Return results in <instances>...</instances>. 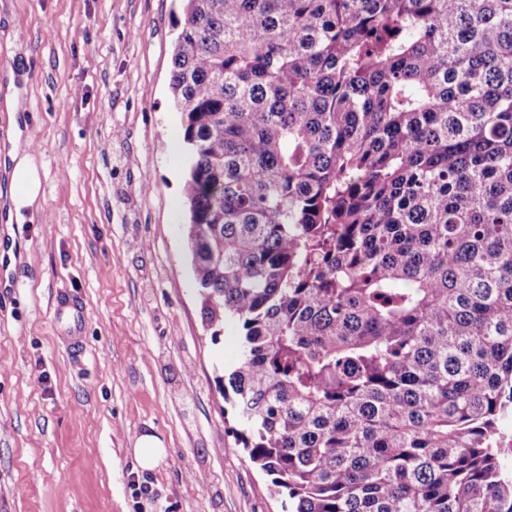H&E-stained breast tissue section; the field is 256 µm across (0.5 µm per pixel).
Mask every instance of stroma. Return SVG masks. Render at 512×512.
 Wrapping results in <instances>:
<instances>
[{
	"instance_id": "35a3bbf8",
	"label": "stroma",
	"mask_w": 512,
	"mask_h": 512,
	"mask_svg": "<svg viewBox=\"0 0 512 512\" xmlns=\"http://www.w3.org/2000/svg\"><path fill=\"white\" fill-rule=\"evenodd\" d=\"M181 19L179 0H0V145L19 137L41 181L36 223H0V512H281L231 432L235 332H212L191 271ZM55 318L59 319L66 327L69 348L73 352H83L85 350V340L81 334V328L85 321L83 307L70 299L58 301L55 308ZM134 452L140 467L150 469L161 460L164 447L156 435L145 433L138 438Z\"/></svg>"
}]
</instances>
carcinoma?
I'll list each match as a JSON object with an SVG mask.
<instances>
[{
  "label": "carcinoma",
  "instance_id": "carcinoma-1",
  "mask_svg": "<svg viewBox=\"0 0 512 512\" xmlns=\"http://www.w3.org/2000/svg\"><path fill=\"white\" fill-rule=\"evenodd\" d=\"M191 267L287 512H512V0H183Z\"/></svg>",
  "mask_w": 512,
  "mask_h": 512
}]
</instances>
